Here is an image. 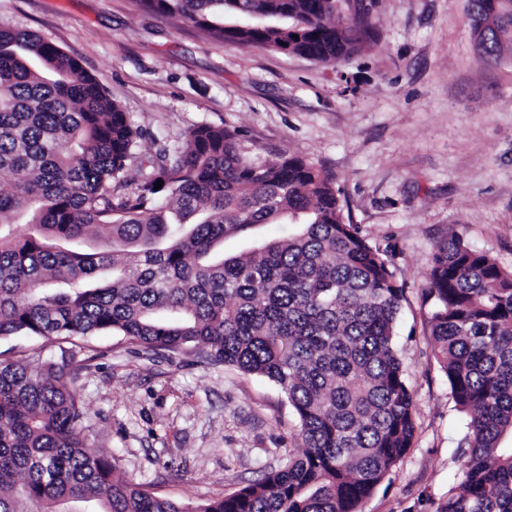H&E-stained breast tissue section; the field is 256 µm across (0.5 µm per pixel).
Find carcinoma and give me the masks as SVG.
<instances>
[{
  "label": "carcinoma",
  "instance_id": "1",
  "mask_svg": "<svg viewBox=\"0 0 512 512\" xmlns=\"http://www.w3.org/2000/svg\"><path fill=\"white\" fill-rule=\"evenodd\" d=\"M354 2L141 0L220 39L322 63L377 40ZM467 19L483 59L512 54V0H467ZM140 137L77 60L0 27V338L61 352L59 363L39 351L0 360V512H362L417 433L392 260L302 155L257 161L236 130L199 125L137 159ZM260 224L297 230L224 253L225 238ZM104 234L107 248H82ZM421 300L450 397L470 414L439 512H512V270L453 235ZM102 333L202 346L267 378L299 419L301 453L202 502L149 491L83 436L63 344Z\"/></svg>",
  "mask_w": 512,
  "mask_h": 512
}]
</instances>
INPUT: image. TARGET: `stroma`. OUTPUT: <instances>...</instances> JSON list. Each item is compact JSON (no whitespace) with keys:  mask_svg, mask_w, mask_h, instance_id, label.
<instances>
[{"mask_svg":"<svg viewBox=\"0 0 512 512\" xmlns=\"http://www.w3.org/2000/svg\"><path fill=\"white\" fill-rule=\"evenodd\" d=\"M371 16L377 41L330 65L219 40L140 0H0V26L37 33L99 79L142 130L139 153L224 126L252 156L297 153L334 178L345 215L391 251L406 290L396 345L418 424L362 512H436L457 482L468 416L434 358L420 294L452 234L512 270V57L480 58L465 0H372ZM68 351L87 443L152 492L229 493L301 449L272 382L199 349L102 334Z\"/></svg>","mask_w":512,"mask_h":512,"instance_id":"obj_1","label":"stroma"}]
</instances>
